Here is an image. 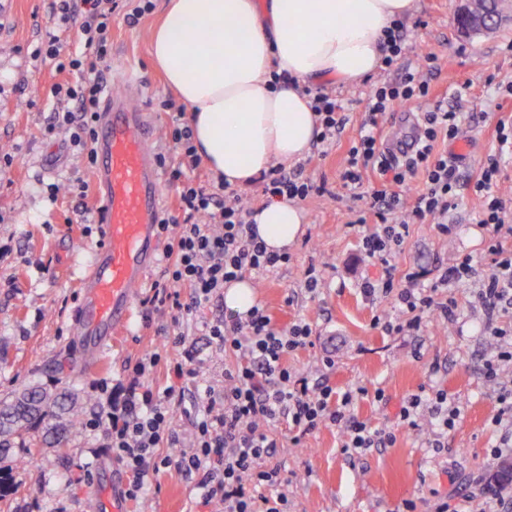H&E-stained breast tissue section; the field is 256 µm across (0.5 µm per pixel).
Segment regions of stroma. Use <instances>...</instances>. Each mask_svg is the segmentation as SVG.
I'll use <instances>...</instances> for the list:
<instances>
[{"label": "stroma", "instance_id": "obj_1", "mask_svg": "<svg viewBox=\"0 0 512 512\" xmlns=\"http://www.w3.org/2000/svg\"><path fill=\"white\" fill-rule=\"evenodd\" d=\"M153 4L152 12L133 26L125 12L113 15L103 87L112 89L117 74L138 83L137 104L150 114L166 157L163 189L173 206L178 185L168 175L179 154L171 131L181 117L163 108V101L174 93L150 62L151 33L165 0ZM57 8L58 0H0V400L38 383L55 392L79 393L88 415L97 410L93 383L123 377L127 363L147 354L175 358L179 351L171 344L177 328L169 314L156 312L148 320L136 316L99 366H86L76 352L71 317L78 304L77 282L100 242V229L94 211L76 208L68 192L71 185L92 184V164L76 154L67 135L47 133L57 106L52 88L66 76L58 72L55 59L36 58L32 52L52 39L67 50L77 49L80 42L77 27L60 24ZM456 9V0H415L404 19L412 66H420L423 55L436 57L433 96L467 88L459 104V136L468 141L470 151L459 167L457 207L448 214L456 230L444 237L433 225H410L389 257L400 276L435 273L471 255L473 276L438 291L439 298L454 297L455 322H443L431 313L415 335L387 332L384 322L399 316L394 298L371 302L359 288L363 278L381 270L380 263L365 258L361 250L376 219L359 223L364 205L349 199L340 173L350 143L358 136L370 90L397 79L398 71L382 68L362 83L332 86V94L345 103L344 131L327 153L310 149L284 168L285 174L324 183L326 191L301 201L304 232L289 248L287 263L264 276H251L257 301L276 328L299 320L313 327L312 346L288 355L290 370L338 392L365 388V395L354 403V415L395 436L389 447L371 448L352 458L343 452L342 434L335 425L319 426L296 443L287 421L275 423L272 435L279 446L267 465L280 471L288 512H403L409 500L416 503L417 512H434L441 498L454 504L471 495L472 476L490 477L498 466L490 455L501 434L493 423L499 409L497 388L482 375L495 340L485 328L484 310L476 298L490 260L486 232L475 222L480 201L470 183L496 151V123L512 120V94L507 91L512 85V21L491 33L465 37L457 28ZM52 185L60 188L54 197L48 194ZM312 267L322 276L315 294L306 289ZM232 315L217 299L182 319L179 329L203 362L200 382L175 383L160 368L146 377V385H179L189 409L204 397L202 382L223 385L224 370L236 358L212 344L202 324ZM327 358L333 359V367L324 366ZM438 389L447 391L461 410L439 449L430 445V415L419 416L413 428L398 418L409 395ZM379 391L384 394L380 401L375 398ZM41 434V427L31 428L16 439L13 454L0 459V473L10 474L0 483V512H88L96 492L107 491L113 483L124 486L121 467L92 453L103 432L84 429L62 448H31ZM159 482V492L126 502V512H224L220 500L202 503L194 479L176 469L162 473Z\"/></svg>", "mask_w": 512, "mask_h": 512}]
</instances>
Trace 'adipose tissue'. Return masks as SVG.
Here are the masks:
<instances>
[{
    "label": "adipose tissue",
    "mask_w": 512,
    "mask_h": 512,
    "mask_svg": "<svg viewBox=\"0 0 512 512\" xmlns=\"http://www.w3.org/2000/svg\"><path fill=\"white\" fill-rule=\"evenodd\" d=\"M414 0H166L150 57L186 106L196 151L233 188L273 163L306 155L317 116L302 87L352 85L374 74L380 42ZM289 83L272 85L273 73ZM267 249L287 252L303 232L285 197L252 216Z\"/></svg>",
    "instance_id": "obj_1"
}]
</instances>
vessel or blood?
I'll list each match as a JSON object with an SVG mask.
<instances>
[{"label": "vessel or blood", "instance_id": "obj_1", "mask_svg": "<svg viewBox=\"0 0 512 512\" xmlns=\"http://www.w3.org/2000/svg\"><path fill=\"white\" fill-rule=\"evenodd\" d=\"M152 121L129 94H107L97 120L95 210L102 242L79 279L74 334L87 363L99 361L131 321L158 263L166 205Z\"/></svg>", "mask_w": 512, "mask_h": 512}]
</instances>
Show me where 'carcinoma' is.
I'll list each match as a JSON object with an SVG mask.
<instances>
[{
  "instance_id": "carcinoma-1",
  "label": "carcinoma",
  "mask_w": 512,
  "mask_h": 512,
  "mask_svg": "<svg viewBox=\"0 0 512 512\" xmlns=\"http://www.w3.org/2000/svg\"><path fill=\"white\" fill-rule=\"evenodd\" d=\"M82 403L69 393H53L31 385L9 401H0V458L13 449L14 439L34 424L43 425L42 443L53 445L79 430Z\"/></svg>"
}]
</instances>
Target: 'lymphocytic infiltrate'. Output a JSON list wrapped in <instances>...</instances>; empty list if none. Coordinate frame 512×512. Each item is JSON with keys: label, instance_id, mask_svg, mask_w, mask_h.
I'll return each mask as SVG.
<instances>
[{"label": "lymphocytic infiltrate", "instance_id": "1", "mask_svg": "<svg viewBox=\"0 0 512 512\" xmlns=\"http://www.w3.org/2000/svg\"><path fill=\"white\" fill-rule=\"evenodd\" d=\"M117 6L118 0H62L59 20L78 25L83 50L66 54L53 42L45 49L46 56L57 59L58 71L75 76L74 81L54 86L53 94L61 105L47 131L68 134L76 147H87L95 140L101 73L107 65L112 15ZM404 29V23L397 20L385 32L383 63L399 68L401 75L370 92L368 112L348 150L341 178L350 197L365 201L377 220L375 231L363 237L362 248L367 258L380 261L382 270L362 282L361 292L370 300L393 297L402 318L388 324L387 329L410 335L420 331L424 312H436L446 321L453 319L455 300L437 298L436 293L470 277L473 265L471 257H463L427 285L418 272L396 277L387 259L388 250L403 242L410 225L429 222L440 235L453 234L448 212L455 205L459 187L457 157L435 151L439 139L452 140L459 134L461 114L455 108L432 102L422 114L412 153L390 156L378 138V130L392 108L428 98L429 79L435 72L430 55L421 69L403 66L410 50ZM308 95L320 120L316 143L328 148L347 123L344 106L321 88L309 90ZM73 101L78 104L74 110L69 107ZM171 137L184 160L170 178L181 185L179 208L186 219L178 221L176 215L167 212L160 220L161 232L170 238L165 279L152 285L145 303L153 311L167 310L178 316L186 308H201L223 296L225 284L244 273L269 272L286 263L288 257L267 250L249 219V208L227 183L211 185L192 178L199 158L191 127L177 125ZM496 142L497 156L489 157L473 184V192L481 201L476 222L488 232L490 271L477 299L497 344L495 355L486 360L483 370L484 379L491 383L498 381L502 366L512 364V342H506V331L497 323L503 313L512 310V250L501 244L502 237H512V212L497 192L498 158L512 155L511 121L497 123ZM370 169L381 175L379 185H365L363 173ZM417 178L423 187L410 205L400 188ZM184 287L191 291L186 303L180 293ZM206 332L212 343L236 354L238 361L225 370L222 390L205 388V404L191 415L194 432L190 447L178 458L164 455L163 450L180 442L175 418L182 411V397L175 387L156 391L141 385L140 380L161 366L179 379L198 378L199 362L193 348L186 346L183 333H175L172 339L181 349L180 360L166 363L153 353L127 364L128 383L113 384L99 412L85 423L88 430L105 431L104 451L128 477L122 491L125 499L137 500L161 472L174 467L195 476L203 501L220 498L224 512H288V497L279 489L278 470L264 465L277 446L268 432L274 422L288 420L302 435L323 424L336 425L343 436L341 448L351 455L393 442L392 433L357 419L351 411L352 393L339 396L326 384L310 386L307 377L288 369V353L311 343L313 328L309 323L300 321L283 330L275 329L265 308L258 305L247 316L207 324ZM425 401L411 396L399 409L400 420L415 426L418 409ZM426 402L440 433L455 427L460 408L447 392L435 391Z\"/></svg>", "mask_w": 512, "mask_h": 512}]
</instances>
